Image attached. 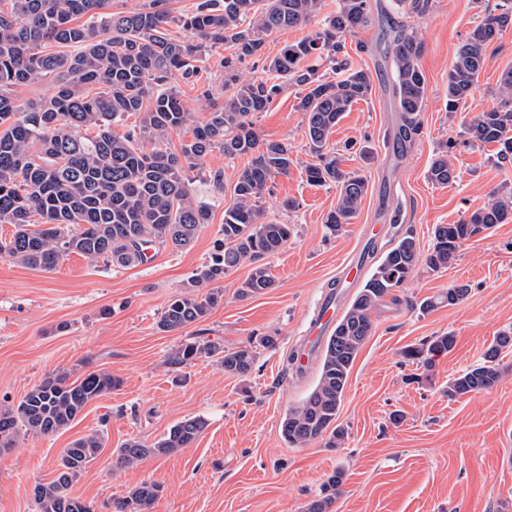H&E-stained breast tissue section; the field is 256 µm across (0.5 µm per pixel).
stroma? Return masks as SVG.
Returning a JSON list of instances; mask_svg holds the SVG:
<instances>
[{
  "instance_id": "35a3bbf8",
  "label": "stroma",
  "mask_w": 512,
  "mask_h": 512,
  "mask_svg": "<svg viewBox=\"0 0 512 512\" xmlns=\"http://www.w3.org/2000/svg\"><path fill=\"white\" fill-rule=\"evenodd\" d=\"M481 10L478 0H429L424 13L404 16L424 45L427 98L418 134L396 152L386 143L401 123L391 93L388 26L375 21L346 37L347 61L372 73L374 89L336 126L330 147L346 171L361 166L344 148L351 140L369 141L376 162L357 218L337 235L323 224L336 204L335 186L312 185L304 173L312 157L296 88L257 115L260 139L286 142L293 160L262 201L267 220L295 227L285 247L265 259L274 279L265 293L238 297L251 270L245 264L225 276L224 300L207 318L181 333L157 326L168 302L210 259L229 192L248 162L217 150L205 169L221 175L225 192L214 193L206 178L196 179L212 216L186 249L159 248L148 262L129 267L71 253L50 272L0 257V404L18 403L62 371L74 379L104 371L120 381L66 430L23 435L16 447L0 451V512H35V484L52 481L63 448L95 431L103 436L101 453L71 487L93 512H112V501L145 481L162 487L150 512H306L336 470L344 477L332 512H512V346L498 357L501 374L493 388L453 399L447 394L449 379L481 364L495 336L512 333V219L473 236L449 268L433 272L418 264L403 287L379 303L340 408L338 422L348 432L342 447L319 440L293 448L281 434L288 408L310 394L319 373L315 365L296 373L288 357L363 226L385 227L376 254L410 236L424 256L435 225L455 223L486 205L492 191H512V160L500 161L495 146L464 142L468 121L498 103L499 76L512 68V31L488 48L466 106L445 109L448 71ZM224 55L223 48L212 49L198 78L172 80L196 118L206 112L203 90H211L219 105L227 96ZM442 150L455 167L445 186L426 177ZM287 199L296 201L295 210L282 208ZM454 286L466 288L462 301L420 312L421 301ZM445 334L455 345L436 357L432 370L403 358L405 348ZM185 335L227 347L272 336L276 346L262 350L251 374L240 378L224 373L213 357L170 367L167 356ZM192 416L204 417L208 426L190 447L132 468L116 466L115 451L127 441L152 445Z\"/></svg>"
}]
</instances>
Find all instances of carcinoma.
I'll list each match as a JSON object with an SVG mask.
<instances>
[{
  "label": "carcinoma",
  "instance_id": "carcinoma-1",
  "mask_svg": "<svg viewBox=\"0 0 512 512\" xmlns=\"http://www.w3.org/2000/svg\"><path fill=\"white\" fill-rule=\"evenodd\" d=\"M108 2L0 0V224L14 227L10 238L0 240V256L49 272L70 253L127 267L146 261L150 249H185L211 219V205L199 198L189 171L203 166L216 149L230 158L249 154L250 162L237 173L232 202L224 208V238L158 321L161 331L176 332L206 318L224 297L217 283L245 263L252 269L239 296L273 287L261 260L285 246L294 228L265 220L261 202L293 161L288 144L259 139L253 118L288 88H299L297 108L304 112L305 135L315 158L306 168L307 180L336 186V205L325 217L326 228L334 235L357 216L368 179L358 170L341 169L329 140L345 113L372 94L371 74L339 58L344 37L371 23L372 6L370 0H339L322 29L285 45L268 61L269 77L247 79L239 64L260 53L272 32L306 26L321 10L322 0H202L177 16L165 9L166 0H147L129 12H110ZM86 15L88 23L76 22ZM173 25L188 36H173ZM389 28L394 30L392 90L404 121L397 139L403 140L417 130L416 117L426 100L419 64L423 43L403 24ZM511 28L512 0H501L469 32L448 73V111L465 106L486 65L488 47ZM217 45L228 51L220 65L230 96L218 106L205 90L209 112L200 122L168 86V78L175 73L198 76ZM312 58L333 63L339 77L330 79L306 64ZM43 80L53 85L46 98L21 105L10 95L16 85ZM497 92V106L475 115L465 134L472 145H498V158L510 160L512 68L501 73ZM132 115L141 116L139 124L123 134L113 131ZM183 129L191 130L190 140L176 151L164 146ZM454 177L443 151L430 164L427 179L445 185ZM511 216L512 193L496 192L468 218L436 225L426 266L432 271L452 266L465 242ZM417 263L411 236L383 255L324 342L316 386L284 417L281 433L289 446L306 447L326 435L328 447L342 443L346 430L337 424L338 414L354 361L372 332V311L407 282ZM463 295V289L450 288L425 299L420 311L455 305ZM454 343L446 334L404 350L403 356L430 369ZM274 345L272 337L264 336L226 349L189 336L172 349L168 364L187 367L201 357L216 356L225 372L246 377L259 349ZM509 345L512 336L496 337L483 363L448 381V397L491 388L500 375L499 348ZM119 385L118 378L105 372L73 381L66 374L44 379L18 404L0 409V450L15 447L22 433L49 435L69 428L89 403ZM206 427V419L188 417L150 446L129 441L117 450L116 465L129 467L187 448ZM101 448L99 435L92 434L64 449L56 477L34 488L37 512H91L71 496V486ZM342 479L338 470L328 476L307 512H330ZM160 492V485L143 482L114 502L115 512H144Z\"/></svg>",
  "mask_w": 512,
  "mask_h": 512
}]
</instances>
